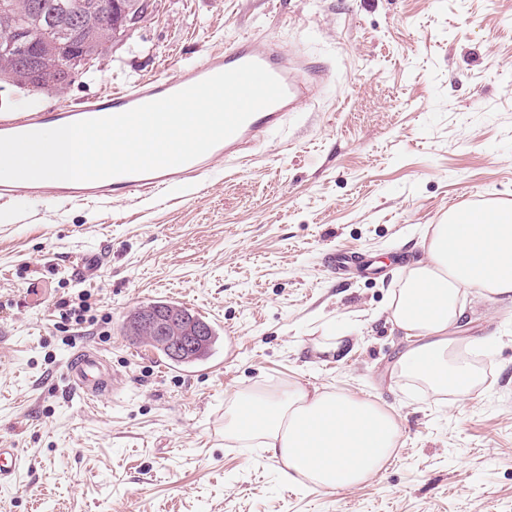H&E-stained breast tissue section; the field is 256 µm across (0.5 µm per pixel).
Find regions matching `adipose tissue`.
<instances>
[{
	"label": "adipose tissue",
	"instance_id": "1",
	"mask_svg": "<svg viewBox=\"0 0 512 512\" xmlns=\"http://www.w3.org/2000/svg\"><path fill=\"white\" fill-rule=\"evenodd\" d=\"M423 246L424 260L403 276L386 309L409 341L396 368L431 394L464 397L481 380L459 355L466 300H512V202L450 208ZM400 435L395 416L378 403L297 383L235 392L224 425L225 438L239 447L266 449L284 480L300 476L327 491L378 474Z\"/></svg>",
	"mask_w": 512,
	"mask_h": 512
}]
</instances>
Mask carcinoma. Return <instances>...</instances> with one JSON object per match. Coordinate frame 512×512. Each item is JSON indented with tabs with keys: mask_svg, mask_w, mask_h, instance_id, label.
<instances>
[{
	"mask_svg": "<svg viewBox=\"0 0 512 512\" xmlns=\"http://www.w3.org/2000/svg\"><path fill=\"white\" fill-rule=\"evenodd\" d=\"M13 8L0 17V71H16L18 54L14 42L18 36L42 35L49 41L41 48L45 58L39 75L40 87L53 85L66 88L62 82L64 70L74 54L86 59L80 75H85L90 64L111 48V29L106 17L115 0H12ZM123 330L141 343L169 356L168 348L161 344L144 322L140 307L130 311L123 320ZM206 343L187 352L179 360L190 364L208 355L215 348L216 331L209 328Z\"/></svg>",
	"mask_w": 512,
	"mask_h": 512,
	"instance_id": "carcinoma-1",
	"label": "carcinoma"
}]
</instances>
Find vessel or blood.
I'll use <instances>...</instances> for the list:
<instances>
[{
  "instance_id": "b4317fda",
  "label": "vessel or blood",
  "mask_w": 512,
  "mask_h": 512,
  "mask_svg": "<svg viewBox=\"0 0 512 512\" xmlns=\"http://www.w3.org/2000/svg\"><path fill=\"white\" fill-rule=\"evenodd\" d=\"M248 62H256L273 74L283 85L285 97L252 115L232 136L203 156L182 165L146 173L123 174L95 181L40 180L0 181V202L18 197L44 194L70 203H102L115 197L165 199L180 188L197 187L208 175L214 159L234 166L246 150L263 145L272 132L281 129L298 105L309 100L325 77L322 65L304 56L288 55L277 41L257 35H245L182 68L173 80L154 78L113 89L105 95L88 99L81 106H59L51 115L26 112L0 114V136L32 132L46 122L64 126L85 119L119 114L198 83L217 73ZM68 390L77 393L87 404L110 399L119 389L110 358L100 349L82 346L71 352L64 369ZM19 449L0 447V485L12 483L22 465Z\"/></svg>"
}]
</instances>
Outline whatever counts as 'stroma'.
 Returning a JSON list of instances; mask_svg holds the SVG:
<instances>
[{"mask_svg":"<svg viewBox=\"0 0 512 512\" xmlns=\"http://www.w3.org/2000/svg\"><path fill=\"white\" fill-rule=\"evenodd\" d=\"M246 33L328 67L252 161L216 162L202 191L161 207L0 204V446L23 457L0 512H512V302L475 304L467 329L488 372L460 401L394 371L407 341L386 315L450 207L512 201V0H159L67 88L0 82V113L170 78ZM339 250L380 273L336 278L326 260ZM80 252L105 258L92 281L70 267ZM82 291L99 322L78 334L60 304ZM157 300L220 323L223 347L165 371L121 330ZM339 333L343 354L316 353ZM83 345L123 380L95 408L63 389ZM294 380L394 414L382 472L304 489L263 449L225 442L236 391Z\"/></svg>","mask_w":512,"mask_h":512,"instance_id":"stroma-1","label":"stroma"}]
</instances>
